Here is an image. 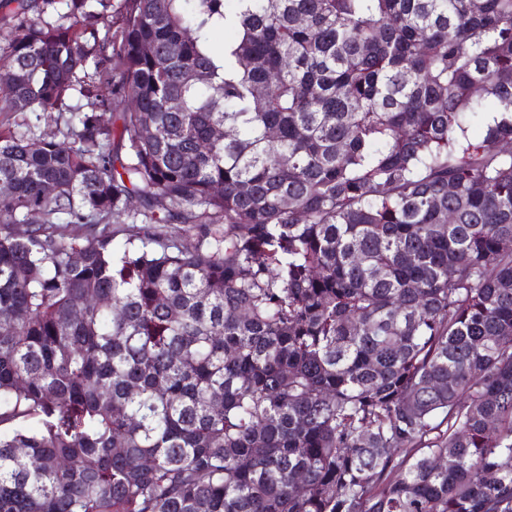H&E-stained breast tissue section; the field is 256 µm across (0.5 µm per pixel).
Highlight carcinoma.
Listing matches in <instances>:
<instances>
[{
  "mask_svg": "<svg viewBox=\"0 0 512 512\" xmlns=\"http://www.w3.org/2000/svg\"><path fill=\"white\" fill-rule=\"evenodd\" d=\"M111 2L0 0V512H512V0Z\"/></svg>",
  "mask_w": 512,
  "mask_h": 512,
  "instance_id": "1",
  "label": "carcinoma"
}]
</instances>
